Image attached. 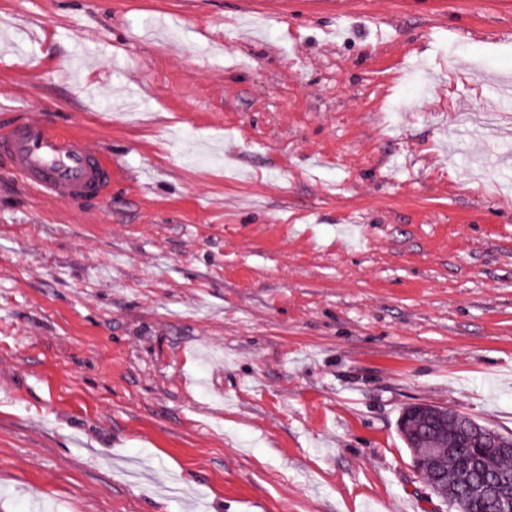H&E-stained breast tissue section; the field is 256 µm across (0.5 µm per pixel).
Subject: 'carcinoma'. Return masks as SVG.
I'll return each mask as SVG.
<instances>
[{
  "label": "carcinoma",
  "mask_w": 512,
  "mask_h": 512,
  "mask_svg": "<svg viewBox=\"0 0 512 512\" xmlns=\"http://www.w3.org/2000/svg\"><path fill=\"white\" fill-rule=\"evenodd\" d=\"M474 421L467 414L430 405L419 412L404 409L399 430L414 465L430 480L438 497L464 512H512V505L503 509L492 496L471 491L489 479L512 484V451L497 446L499 440L512 444V436L482 424L468 438H460L459 430ZM472 456L479 457L480 468L469 471L461 461Z\"/></svg>",
  "instance_id": "carcinoma-1"
}]
</instances>
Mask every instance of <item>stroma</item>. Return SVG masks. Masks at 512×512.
<instances>
[{
	"mask_svg": "<svg viewBox=\"0 0 512 512\" xmlns=\"http://www.w3.org/2000/svg\"><path fill=\"white\" fill-rule=\"evenodd\" d=\"M512 0H0V512H455L399 430L512 434ZM0 163L55 199L77 202L112 196V158L37 114L0 128Z\"/></svg>",
	"mask_w": 512,
	"mask_h": 512,
	"instance_id": "stroma-1",
	"label": "stroma"
}]
</instances>
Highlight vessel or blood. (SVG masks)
<instances>
[{
	"label": "vessel or blood",
	"instance_id": "obj_1",
	"mask_svg": "<svg viewBox=\"0 0 512 512\" xmlns=\"http://www.w3.org/2000/svg\"><path fill=\"white\" fill-rule=\"evenodd\" d=\"M0 164L40 194L77 202L112 195V159L39 115L0 128Z\"/></svg>",
	"mask_w": 512,
	"mask_h": 512
}]
</instances>
